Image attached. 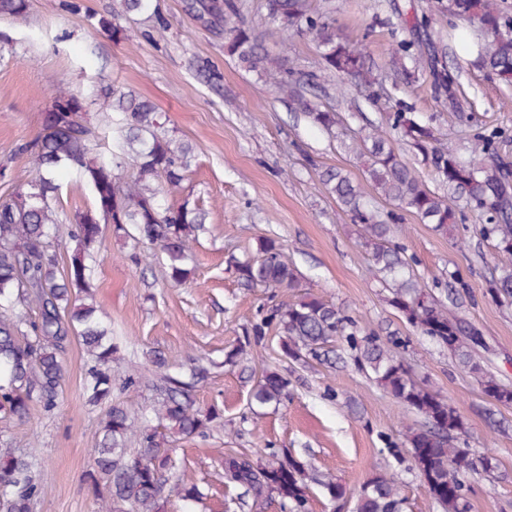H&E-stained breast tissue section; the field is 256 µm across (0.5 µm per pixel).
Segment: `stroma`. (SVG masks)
<instances>
[{
	"label": "stroma",
	"instance_id": "35a3bbf8",
	"mask_svg": "<svg viewBox=\"0 0 512 512\" xmlns=\"http://www.w3.org/2000/svg\"><path fill=\"white\" fill-rule=\"evenodd\" d=\"M81 2L78 14L66 11L63 0H30L26 16L0 17V199L33 176L30 156L18 147L39 133L43 113L61 89L87 104L111 86L132 92L166 114L176 137L193 144L197 165L182 192L167 199L174 206L190 202L207 214L209 231L193 245L192 281L171 286L159 254L134 264L128 239L110 229L93 291L126 360L139 365L144 352L157 350L174 373L188 370L194 358L213 361L196 399L201 407H217L224 425L210 437L179 441L177 451L185 479L209 485L211 512H234L239 493L220 468L227 448L248 453L279 448L350 486L394 471L407 512H439L409 456L391 454L403 447L408 428L419 426L420 417L357 369L344 340L335 343L339 359L333 364L289 361L273 335L253 347L250 360L227 362V354L267 311L307 293L344 309L359 328L400 333L399 355L458 409L470 431V448L492 449L500 461L502 478L468 479L472 512H512V407H491L476 380L446 350L413 331L387 304V291L370 269L355 226L319 178L320 167L341 169L379 211L394 213L395 240L415 257L417 274L437 300L447 301L449 289H459V315L483 330L487 369L512 384V301H496L487 293L495 260L480 234L481 217L466 212V229L456 237L435 232L379 199L345 147L366 121L403 108L432 120L446 142L465 144L478 125L502 129L500 157L512 163V87L466 68L465 95L452 108L436 91L427 64L400 74L393 51L402 39L435 49L447 66L456 63V33L438 19L436 0H310L317 11H331L344 35L364 44L379 81L375 105L344 77L326 84L323 100L344 133L334 141L289 112L256 73L226 56L223 37L197 27L183 0H153L156 18H122L113 30L91 22L109 15L112 0ZM243 2L245 20L268 32L271 48L287 47L299 72L318 69L315 42L280 31L268 19L264 0ZM416 13L432 17L431 27L403 25V18ZM160 18L167 23L162 33L156 30ZM204 66L221 72L222 89L199 76ZM264 238L284 245L301 287L243 284L236 264ZM85 363L82 346L72 344L55 412L35 407L11 424L15 445L34 448L46 487L32 512H97L82 482L101 414L83 396ZM269 365L288 377L289 394L279 405L249 410L251 372Z\"/></svg>",
	"mask_w": 512,
	"mask_h": 512
}]
</instances>
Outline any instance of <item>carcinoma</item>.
Returning a JSON list of instances; mask_svg holds the SVG:
<instances>
[{"mask_svg":"<svg viewBox=\"0 0 512 512\" xmlns=\"http://www.w3.org/2000/svg\"><path fill=\"white\" fill-rule=\"evenodd\" d=\"M110 17L151 11L153 0H115ZM30 0H0V17H22ZM268 19L282 31L295 30L316 42L321 51L319 70L296 76L285 55L268 47V33L244 21L237 0H183L184 11L199 27L224 36V52L270 82L321 131L333 135L337 115L312 93L330 78L343 75L364 89L376 83L373 65L364 46L340 34L335 19L312 10L309 0H266ZM438 12L452 28L475 26L483 40L463 42L466 53L488 75L512 86V13L497 0H447ZM397 53L426 61L434 83L455 105L464 96L462 65L439 64L433 53L423 56L415 41L398 43ZM112 101L99 107L94 124L87 111L66 112L48 107L36 138L18 147L30 155L35 176L0 200V424L22 420L31 406L46 413L58 405L64 375L63 355L76 341L87 354L83 387L87 402L105 405L92 449L93 463L83 482L98 502V512H167L171 493L183 503V512H202L208 489L181 474L173 444L181 439L205 437L218 424L217 408L197 406L195 388L207 377L196 366L189 380L167 373L161 352H146V367L158 381L152 385L155 405L132 415L127 402L114 399L119 345L112 329L93 303L91 280L102 260L104 229L111 225L134 246L149 245L166 257L167 280L187 282L192 244L207 232L206 213L184 203L162 204L163 197L179 189L193 172V145L178 139L167 117L151 103L116 88ZM113 113H108V110ZM387 128L372 126L355 144L363 159L366 181L385 201L413 214L421 223L446 234L461 220L462 212L448 204L450 196L485 218L481 234L492 241L495 258L508 270L494 279V299L512 297V180L497 161L503 132L477 127L472 130L469 157L441 141L434 129L413 113L398 110L388 115ZM112 132V148L101 150V131ZM434 175L430 188L410 160L394 146L389 132ZM133 172L122 176L127 164ZM60 170L73 173L93 192V206L74 216L62 229L57 203ZM322 184L341 211L358 227L360 244L371 268L389 288L388 304L413 329L448 350L461 368L473 375L482 393L502 406L512 405V386L500 382L475 357L484 346L483 332L474 323L439 303L413 268L414 259L393 240L392 225L365 205L351 179L338 169L321 172ZM240 279L248 285L298 288L297 268L283 246L273 239L257 244L255 253L237 262ZM280 338L284 356L293 361H327L336 339H345L353 360L368 377L422 418L405 435V450L413 468L441 512H471L466 478H498L499 461L489 451L474 453L461 443L469 438L466 423L439 391L415 377L394 349L399 336L381 338L358 328L332 302L311 293L294 303H283L254 324L246 341L231 354L234 360L246 348L261 343L267 334ZM288 378L276 368L262 370L250 393L249 405L278 404L288 396ZM224 479L243 489L238 508L264 512L272 499L281 512H310L313 489L318 487L342 508L356 500L355 512H406L396 473L376 474L357 488L316 470L291 454L270 448L262 456L227 448L222 460ZM45 492L38 460L31 453L0 442V512H32Z\"/></svg>","mask_w":512,"mask_h":512,"instance_id":"obj_1","label":"carcinoma"}]
</instances>
